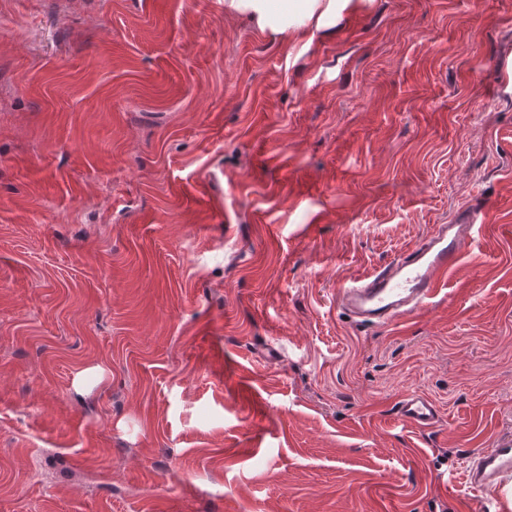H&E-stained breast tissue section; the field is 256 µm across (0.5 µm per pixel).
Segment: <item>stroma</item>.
<instances>
[{
    "label": "stroma",
    "mask_w": 512,
    "mask_h": 512,
    "mask_svg": "<svg viewBox=\"0 0 512 512\" xmlns=\"http://www.w3.org/2000/svg\"><path fill=\"white\" fill-rule=\"evenodd\" d=\"M511 84L512 0H361L311 40L0 0V512H512L463 479L512 442ZM478 202L423 308L338 307ZM396 420L405 427L429 431L440 421V409L434 400L423 394L405 393L395 406Z\"/></svg>",
    "instance_id": "obj_1"
}]
</instances>
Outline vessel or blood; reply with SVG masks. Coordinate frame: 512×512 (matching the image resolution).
I'll return each mask as SVG.
<instances>
[{"instance_id": "b4317fda", "label": "vessel or blood", "mask_w": 512, "mask_h": 512, "mask_svg": "<svg viewBox=\"0 0 512 512\" xmlns=\"http://www.w3.org/2000/svg\"><path fill=\"white\" fill-rule=\"evenodd\" d=\"M478 216V209L473 208L462 212L459 223L434 225L414 248L340 288L339 306L355 322L376 327L395 323L418 310L435 295L443 277L459 266L464 238ZM395 416L403 426L428 431L438 425L440 409L428 396L412 392L400 396ZM511 474V444L485 449L466 466V481L479 494L498 486Z\"/></svg>"}]
</instances>
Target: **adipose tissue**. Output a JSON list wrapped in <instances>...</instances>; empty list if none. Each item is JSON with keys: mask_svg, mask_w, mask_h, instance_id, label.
Returning <instances> with one entry per match:
<instances>
[{"mask_svg": "<svg viewBox=\"0 0 512 512\" xmlns=\"http://www.w3.org/2000/svg\"><path fill=\"white\" fill-rule=\"evenodd\" d=\"M353 3L354 0H224V9L248 16L261 32L311 38L330 17Z\"/></svg>", "mask_w": 512, "mask_h": 512, "instance_id": "adipose-tissue-1", "label": "adipose tissue"}]
</instances>
